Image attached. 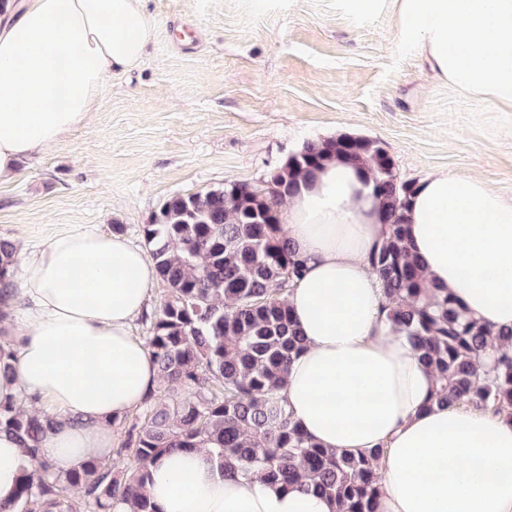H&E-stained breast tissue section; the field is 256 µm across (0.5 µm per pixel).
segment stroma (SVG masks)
<instances>
[{"instance_id":"stroma-1","label":"stroma","mask_w":512,"mask_h":512,"mask_svg":"<svg viewBox=\"0 0 512 512\" xmlns=\"http://www.w3.org/2000/svg\"><path fill=\"white\" fill-rule=\"evenodd\" d=\"M145 59L106 76L85 125L0 182V237L141 224L175 194L259 184L305 142L376 140L399 176L476 175L512 198V112L452 96L397 53L392 22L357 23L336 0H146Z\"/></svg>"}]
</instances>
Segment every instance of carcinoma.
Wrapping results in <instances>:
<instances>
[{
	"instance_id": "1",
	"label": "carcinoma",
	"mask_w": 512,
	"mask_h": 512,
	"mask_svg": "<svg viewBox=\"0 0 512 512\" xmlns=\"http://www.w3.org/2000/svg\"><path fill=\"white\" fill-rule=\"evenodd\" d=\"M365 165L387 214L368 257L395 332L414 342L432 372V401L512 420V329L494 331L446 288L430 284L411 253L404 210L416 183L401 179L376 141L337 136L307 143L266 172L261 184L232 183L168 197L140 231L147 257L167 287L145 316L143 343L157 386L107 458L60 473L40 458L53 421L31 397L0 401V432L15 436L30 468L16 503L0 512H156L145 491L149 465L170 448H203L220 469H239L286 487L311 488L336 512H376L383 449L351 454L321 448L298 429L280 396L301 348L286 295L303 272L282 208L301 179L331 159ZM14 243L0 238V286L13 275Z\"/></svg>"
}]
</instances>
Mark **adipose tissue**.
I'll use <instances>...</instances> for the list:
<instances>
[{"instance_id": "1", "label": "adipose tissue", "mask_w": 512, "mask_h": 512, "mask_svg": "<svg viewBox=\"0 0 512 512\" xmlns=\"http://www.w3.org/2000/svg\"><path fill=\"white\" fill-rule=\"evenodd\" d=\"M356 20L381 12L392 40L449 93L512 112V0H336ZM155 34L146 0H6L0 6V181L23 157L87 122L103 79L136 67ZM408 242L429 281L467 314L512 327V199L480 178L439 171L407 204ZM287 235L304 274L287 297L304 338L282 390L313 442L352 453L378 445L377 512H512V421L432 403L434 377L410 337L392 332L367 258L384 209L367 171L327 162L288 207ZM19 284L0 291V334L12 370L0 400L38 397L54 426L39 455L61 472L106 457L112 418L137 409L157 369L131 333L156 285L146 253L92 228L16 248ZM27 465L0 432V504ZM156 512H335L311 489L220 471L203 450L150 466Z\"/></svg>"}]
</instances>
